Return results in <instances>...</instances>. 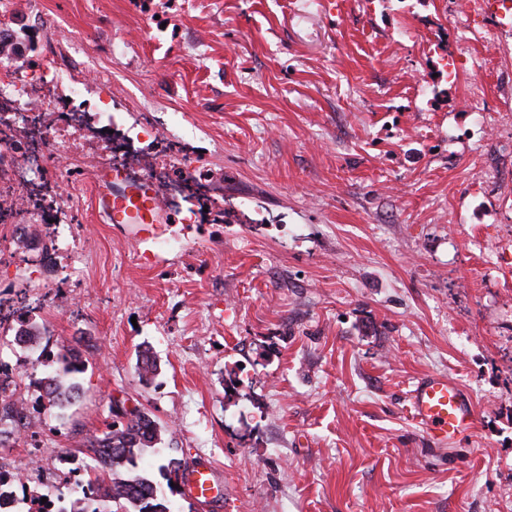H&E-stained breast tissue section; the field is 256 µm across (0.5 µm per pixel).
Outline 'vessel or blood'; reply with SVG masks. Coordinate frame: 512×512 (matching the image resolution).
<instances>
[{
	"label": "vessel or blood",
	"mask_w": 512,
	"mask_h": 512,
	"mask_svg": "<svg viewBox=\"0 0 512 512\" xmlns=\"http://www.w3.org/2000/svg\"><path fill=\"white\" fill-rule=\"evenodd\" d=\"M96 203L113 224H166L173 215L163 209L159 190L148 177L128 167L108 162L94 171ZM414 417L435 441L445 443L475 427V410L459 384L445 374L421 379L410 394ZM188 493L200 502H209L219 479L208 462L192 464L188 469Z\"/></svg>",
	"instance_id": "b4317fda"
}]
</instances>
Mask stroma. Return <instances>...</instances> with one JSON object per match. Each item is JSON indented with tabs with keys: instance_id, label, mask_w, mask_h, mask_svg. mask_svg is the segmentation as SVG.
<instances>
[{
	"instance_id": "35a3bbf8",
	"label": "stroma",
	"mask_w": 512,
	"mask_h": 512,
	"mask_svg": "<svg viewBox=\"0 0 512 512\" xmlns=\"http://www.w3.org/2000/svg\"><path fill=\"white\" fill-rule=\"evenodd\" d=\"M506 2L0 0L21 47L0 87L52 79L50 138L83 116L29 187L68 237L55 276L20 235L0 258V366L51 371L14 341L27 312L86 362L65 417L38 404L0 448L13 468L44 458L28 489L73 512L118 399L166 428L140 468L212 464L224 497L198 512H512ZM117 142L159 177L207 173L202 196L148 233L109 223L92 173L121 163ZM144 345L161 366L148 386ZM433 373L476 410L443 445L408 402Z\"/></svg>"
}]
</instances>
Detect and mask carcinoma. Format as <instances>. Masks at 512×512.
Listing matches in <instances>:
<instances>
[{
    "label": "carcinoma",
    "instance_id": "1",
    "mask_svg": "<svg viewBox=\"0 0 512 512\" xmlns=\"http://www.w3.org/2000/svg\"><path fill=\"white\" fill-rule=\"evenodd\" d=\"M39 265L43 273L56 272V250L54 245L43 244L39 250ZM46 334V326L33 318L20 319L15 333L19 345L38 343ZM59 367L46 374L38 382L42 398L49 407L58 410L59 417L82 395L79 375L85 371V360L76 348H69L57 355ZM136 374L140 382L151 383L160 373V366L150 350L138 352ZM26 415L21 413L7 396V389L0 384V435L3 425L10 424L11 433L18 434L25 428ZM164 427L145 409L136 412H114L109 431L103 436H92L86 448L95 461V476L81 488L83 507L77 512H102L100 506L110 503V512H174L168 494H178L188 499L180 488L185 481L188 463L171 458L159 467L167 489L146 472L138 471V461L146 454H155L162 443Z\"/></svg>",
    "mask_w": 512,
    "mask_h": 512
}]
</instances>
